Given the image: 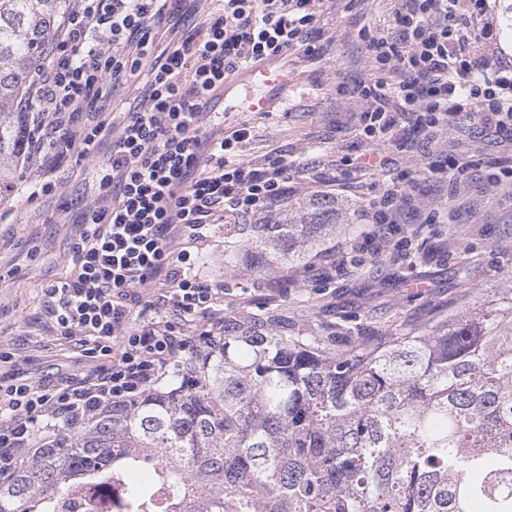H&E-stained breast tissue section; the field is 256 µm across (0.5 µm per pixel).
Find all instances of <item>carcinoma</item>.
Here are the masks:
<instances>
[{
	"mask_svg": "<svg viewBox=\"0 0 512 512\" xmlns=\"http://www.w3.org/2000/svg\"><path fill=\"white\" fill-rule=\"evenodd\" d=\"M66 0H0V203L27 151L17 111ZM336 198L234 224L224 266L274 277L336 236ZM120 483L121 512H512V288L376 341L297 331L274 308L224 314V335L137 403L65 428L0 512H64Z\"/></svg>",
	"mask_w": 512,
	"mask_h": 512,
	"instance_id": "obj_1",
	"label": "carcinoma"
}]
</instances>
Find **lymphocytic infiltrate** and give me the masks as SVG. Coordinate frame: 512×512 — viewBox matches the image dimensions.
<instances>
[{
	"label": "lymphocytic infiltrate",
	"instance_id": "obj_1",
	"mask_svg": "<svg viewBox=\"0 0 512 512\" xmlns=\"http://www.w3.org/2000/svg\"><path fill=\"white\" fill-rule=\"evenodd\" d=\"M318 2L223 0L202 22L178 24L169 0H72L47 64L31 72L24 109L33 116L30 154L77 151L98 185L63 258L66 275L44 291L52 327L91 363L80 376L35 380L0 351V484L62 428L136 401L199 338L223 332L224 291L200 277L184 241L206 240L228 217L270 222L308 166L281 153L244 158L249 129L225 130L210 103L226 76L265 57L314 56ZM496 28V0H397L393 26L365 35L368 76L348 89L367 143L356 170L396 165L388 150L402 130L425 151L462 132L467 116L512 140V56L491 62L483 53ZM142 70L136 111L118 125L103 118L98 101ZM405 203L399 183L383 182L363 218L398 223Z\"/></svg>",
	"mask_w": 512,
	"mask_h": 512
}]
</instances>
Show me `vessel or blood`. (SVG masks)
<instances>
[{
    "label": "vessel or blood",
    "instance_id": "b4317fda",
    "mask_svg": "<svg viewBox=\"0 0 512 512\" xmlns=\"http://www.w3.org/2000/svg\"><path fill=\"white\" fill-rule=\"evenodd\" d=\"M295 86L296 78L287 64L272 56L226 80L220 102L228 113L276 112L287 106L288 93Z\"/></svg>",
    "mask_w": 512,
    "mask_h": 512
}]
</instances>
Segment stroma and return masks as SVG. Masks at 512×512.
I'll use <instances>...</instances> for the list:
<instances>
[{
	"label": "stroma",
	"mask_w": 512,
	"mask_h": 512,
	"mask_svg": "<svg viewBox=\"0 0 512 512\" xmlns=\"http://www.w3.org/2000/svg\"><path fill=\"white\" fill-rule=\"evenodd\" d=\"M395 7V0H320L317 56L299 50L287 56L299 87L285 111L230 118L250 129L243 145L248 158L301 153L311 163V177L345 186L337 195L343 205L339 232L303 263L282 269L285 297L269 279L225 268L223 225H213L205 241L188 243L199 257L201 278L229 298H248L249 310L274 301L292 323L310 322L327 334L355 328L377 339L395 326L422 325L464 299L512 287V186L493 182L512 156V142L483 127H471L461 139L441 137L423 153L411 146L397 155L411 168L409 193L438 207L439 223H417L414 209H406L384 252L380 225L362 220L383 177L350 165L364 145L354 104L336 88L368 75L363 31L389 29ZM457 167L468 168L471 179L452 187L438 179V171ZM54 177L50 193L33 199L19 194L0 205V268L9 273L0 280V350L14 353L18 369L34 377L74 372L86 363L72 342L46 329L43 290L64 276L61 258L82 230V208L96 197L97 185L74 156Z\"/></svg>",
	"instance_id": "1"
}]
</instances>
